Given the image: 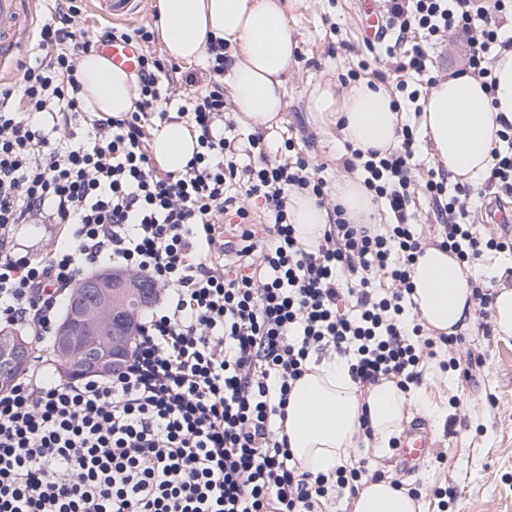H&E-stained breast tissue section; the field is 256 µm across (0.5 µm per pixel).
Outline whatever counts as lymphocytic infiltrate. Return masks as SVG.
I'll use <instances>...</instances> for the list:
<instances>
[{"mask_svg":"<svg viewBox=\"0 0 512 512\" xmlns=\"http://www.w3.org/2000/svg\"><path fill=\"white\" fill-rule=\"evenodd\" d=\"M84 0H39L35 58L0 89V327L50 344L71 288L105 264L134 270L164 290L141 320L133 354L103 377L52 376L46 359L0 392V512H315L328 481L301 470L278 431L288 394L313 358L350 357L361 387L420 382L422 356L460 343L429 336L408 315L411 268L422 243L407 222L414 136L400 150H352L364 184L395 222L385 232L349 223L342 207L317 247L302 244L288 195L324 198L309 161H270L261 137L239 148L224 118L225 46L207 49L205 89L178 112L198 150L181 172L159 170L150 151L168 121L150 48L152 27L105 26L79 35ZM401 31L467 35L464 73L488 78L498 40L471 31V0H390ZM132 39L144 51L135 111L89 113L75 77L97 42ZM258 165H239L240 151ZM486 183L512 193V123H503ZM270 220L256 238L243 196ZM467 189L447 196L440 248L467 265L496 238L473 237ZM239 218L236 259L224 261V216ZM23 224H60L66 236L40 254L19 247ZM392 286L378 291L377 276Z\"/></svg>","mask_w":512,"mask_h":512,"instance_id":"obj_1","label":"lymphocytic infiltrate"}]
</instances>
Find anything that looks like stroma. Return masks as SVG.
I'll return each mask as SVG.
<instances>
[{
    "label": "stroma",
    "mask_w": 512,
    "mask_h": 512,
    "mask_svg": "<svg viewBox=\"0 0 512 512\" xmlns=\"http://www.w3.org/2000/svg\"><path fill=\"white\" fill-rule=\"evenodd\" d=\"M288 16L298 40L295 61L288 73L287 107L280 131L264 135L270 148L293 143L303 152L325 183V205L334 208V184L346 173L351 153L335 129L323 130L306 108L309 90L315 83L332 81L346 88L357 80L382 83L392 94L405 123L420 126L419 101L411 91L428 94L431 80H443L466 62V41L460 35L440 39L418 31L406 34L388 27L383 41L369 44L363 37L366 8L385 13L384 0H287ZM427 49V69L423 73L398 71L412 44ZM412 161L415 184L409 210L413 228L426 246L441 239L440 226L447 219L442 203L423 189L428 171L435 162L423 139H416ZM512 211V194H493L484 185L470 189L469 229L485 240L512 237V226L488 224L484 212L488 204ZM464 340L453 355L460 362L480 358L469 374L449 369L441 372L436 360H426L423 377L414 393L423 395L436 412L429 429L436 443L419 470L398 477L395 448L387 446L383 455L373 453L374 443L360 441L352 462H364L370 472L388 479H400L404 488L415 492L423 512H512V339L483 333L477 326L463 332ZM452 491L454 498L442 502L440 490Z\"/></svg>",
    "instance_id": "stroma-1"
}]
</instances>
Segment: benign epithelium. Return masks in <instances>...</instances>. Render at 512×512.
<instances>
[{"label":"benign epithelium","instance_id":"7a95c632","mask_svg":"<svg viewBox=\"0 0 512 512\" xmlns=\"http://www.w3.org/2000/svg\"><path fill=\"white\" fill-rule=\"evenodd\" d=\"M156 286L128 271L106 269L86 276L69 294L68 311L57 334V350L83 361L89 375L103 376L127 360L140 312L154 302ZM27 345L0 339V389L25 364Z\"/></svg>","mask_w":512,"mask_h":512}]
</instances>
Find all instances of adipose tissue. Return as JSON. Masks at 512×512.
I'll list each match as a JSON object with an SVG mask.
<instances>
[{
  "label": "adipose tissue",
  "instance_id": "obj_1",
  "mask_svg": "<svg viewBox=\"0 0 512 512\" xmlns=\"http://www.w3.org/2000/svg\"><path fill=\"white\" fill-rule=\"evenodd\" d=\"M156 31L167 56L194 63L209 42L222 40L232 51L224 76L243 123L278 128L286 107L287 75L298 42L280 0H157ZM493 92L481 79L457 74L440 81L422 102L420 127L432 158L461 184L479 181L492 165L491 150L501 120L512 122V47L497 48L492 64ZM78 78L91 111L118 116L135 109L130 75L112 68L96 53L81 55ZM307 110L319 126L337 127L343 141L362 150L387 151L401 142V117L391 94L362 81L347 89L324 83L310 90ZM197 148V134L186 121H171L155 131L151 151L167 172L182 171ZM336 203L354 224L375 223L378 205L361 178L336 182ZM288 216L301 241L317 245L330 221L314 199L291 194ZM413 311L428 329L452 333L472 325L475 307L469 274L450 252L424 248L412 269ZM411 399L395 381L368 390L353 381L343 358L309 365L288 396L284 432L302 470L328 477L357 447L362 418H369L378 448L400 431ZM353 512H422L407 489L390 480L364 482Z\"/></svg>",
  "mask_w": 512,
  "mask_h": 512
}]
</instances>
